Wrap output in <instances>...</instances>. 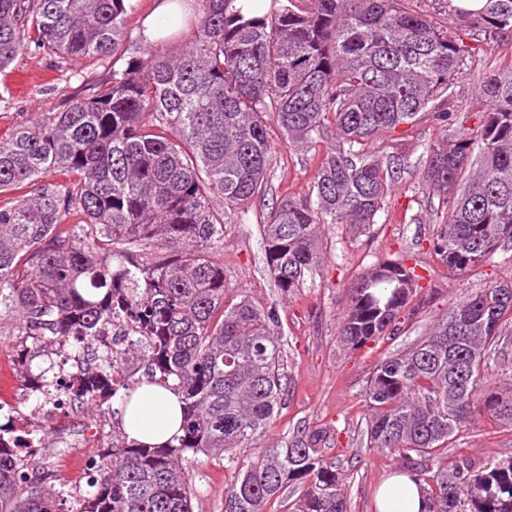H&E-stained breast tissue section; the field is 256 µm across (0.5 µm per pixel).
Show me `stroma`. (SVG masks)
Instances as JSON below:
<instances>
[{"mask_svg": "<svg viewBox=\"0 0 512 512\" xmlns=\"http://www.w3.org/2000/svg\"><path fill=\"white\" fill-rule=\"evenodd\" d=\"M512 55V36H503L487 46L478 65L463 78L456 111L465 113L467 127H477L481 107L475 101L485 72L503 56ZM92 59L79 58L70 69L55 68L51 57L26 54L0 71V89L8 88L9 102L0 103V132L44 112L61 111L81 89V76H101ZM308 154L284 151L278 154L270 176L276 194L304 188L310 174ZM433 217L421 213L412 223L395 221L374 225L370 231L355 234L342 224L323 225L325 263L307 276L301 288L281 297L269 275L258 224H228L224 227V247L217 260L224 266L226 301L248 296L256 305L277 304L284 341V373L287 389L284 401L265 439L281 445L296 432L323 428L329 435L328 447L338 456L351 512H373L378 486L399 463L395 457L363 448L368 408L363 400L370 372L380 354L406 351L423 338L449 305L467 293L497 283L512 281V251L498 252L492 263L479 272L455 277L428 248L433 233ZM406 259L415 264L420 284L430 299L423 309L406 321L401 335L358 350L344 347L337 328L346 307L345 288L354 277L381 259ZM97 419L103 432L97 441L85 435L86 423ZM46 429L44 439L51 448L50 467L63 474L69 467H80L76 479L86 484L82 469L104 453L122 433L121 416L97 413L90 406L74 401L50 417L37 419ZM447 462L469 459L482 463L489 458L512 456V425L474 416L444 450ZM196 497L195 512H224V491L230 480L224 461L197 455L186 464Z\"/></svg>", "mask_w": 512, "mask_h": 512, "instance_id": "35a3bbf8", "label": "stroma"}]
</instances>
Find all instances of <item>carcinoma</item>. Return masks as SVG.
Returning <instances> with one entry per match:
<instances>
[{"mask_svg":"<svg viewBox=\"0 0 512 512\" xmlns=\"http://www.w3.org/2000/svg\"><path fill=\"white\" fill-rule=\"evenodd\" d=\"M173 2L190 5L183 51L152 58L130 45L118 68L134 0H0V70L31 52L60 70L78 57L107 69L63 110L0 135V195H10L0 202V334L7 319L16 335L72 352L120 324L133 340L98 371L142 349L149 383L183 403L182 435L112 447L85 491L49 483L45 454L0 449V512H59L68 498V512H193L183 461L200 453L228 462L224 512H267L290 487L289 512H347L322 430L260 446L246 465L236 457L266 436L284 397L280 318L275 303L224 301L214 254L224 225L248 222L259 205L268 271L285 296L324 264L320 225L362 233L414 203L439 217L429 249L454 276L512 249V59L483 77L472 132H455L451 108L484 45L512 34V0L452 9L442 23L409 0H277L248 18L234 0ZM424 120L439 137L405 206L398 142ZM329 142L303 191L266 202L281 149ZM52 170L65 181L42 183ZM419 282L402 260L357 275L340 342L358 350L401 334L427 303ZM509 319L512 284L490 286L374 364L365 447L402 460L429 512H512V457L424 465L443 458L476 408L512 425V391L491 372ZM139 386L74 398L124 405Z\"/></svg>","mask_w":512,"mask_h":512,"instance_id":"carcinoma-1","label":"carcinoma"}]
</instances>
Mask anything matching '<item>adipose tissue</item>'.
Returning a JSON list of instances; mask_svg holds the SVG:
<instances>
[{
  "instance_id": "1",
  "label": "adipose tissue",
  "mask_w": 512,
  "mask_h": 512,
  "mask_svg": "<svg viewBox=\"0 0 512 512\" xmlns=\"http://www.w3.org/2000/svg\"><path fill=\"white\" fill-rule=\"evenodd\" d=\"M128 440L164 444L179 435L183 411L172 390L142 386L121 410ZM429 502L418 481L403 473L390 475L375 496V512H427Z\"/></svg>"
}]
</instances>
